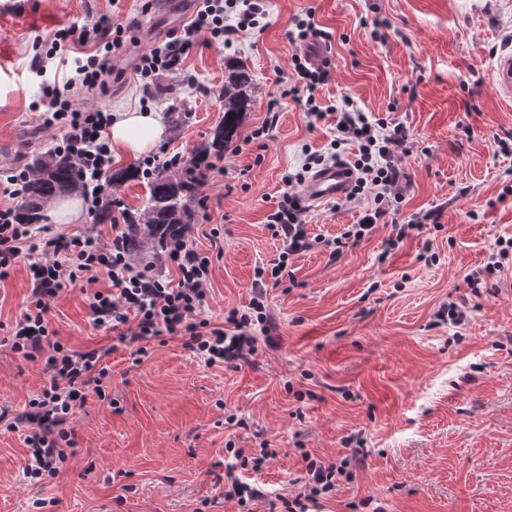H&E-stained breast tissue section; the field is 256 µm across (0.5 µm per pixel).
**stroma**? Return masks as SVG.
<instances>
[{"label":"stroma","mask_w":512,"mask_h":512,"mask_svg":"<svg viewBox=\"0 0 512 512\" xmlns=\"http://www.w3.org/2000/svg\"><path fill=\"white\" fill-rule=\"evenodd\" d=\"M178 0H0V169H21L54 150L63 131L43 128L34 103L53 73L30 71L54 33L108 18L126 29L100 104L114 112H186L151 151L190 159L224 116V60L251 72L254 102L223 168L202 188L189 235L212 261L205 315L220 323L252 296L255 270L281 243L266 216L288 191L307 151H327L333 119L309 122L289 97L294 55L324 52L331 76L321 106L352 99L371 119L402 124L410 150L398 163L397 222L440 209L439 227L388 249L394 223L337 261L323 246L357 223L361 205L331 201L304 220L323 243L294 256L289 287L267 291L277 344L260 345L240 368L205 365L183 339L150 344L140 363L94 327L87 291L68 287L47 314L56 340L74 349L112 348L104 398L89 395L74 415V453L43 484L24 475L21 433L0 422V512H270L297 493L306 457L328 462L356 435L366 454L353 479L321 497L317 512H512V258L473 292L498 239L512 238V105L492 83L495 57L512 48V0H266L262 28L227 46L199 34L184 62L194 83L164 73L144 90L135 68L151 40L146 24L179 21ZM312 16L330 40L295 45L294 19ZM280 121L265 135L267 104ZM509 151H502L500 142ZM26 260L0 280V403L24 411L49 381L42 364L1 341L30 301ZM465 303L456 327L436 312ZM268 446L257 469L234 467L233 450ZM257 485L264 499L241 506L220 496L225 473Z\"/></svg>","instance_id":"obj_1"}]
</instances>
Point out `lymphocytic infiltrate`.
<instances>
[{
	"mask_svg": "<svg viewBox=\"0 0 512 512\" xmlns=\"http://www.w3.org/2000/svg\"><path fill=\"white\" fill-rule=\"evenodd\" d=\"M228 7L238 9L237 24H225L224 10ZM264 16L263 0H200L193 21L141 55L137 71L142 82L150 83L161 72L183 73L184 61L199 32L208 31L230 44L240 33L258 28ZM122 47L121 26L103 19L81 30H58L48 50L36 54L31 63L32 71L39 74L46 73L49 62L55 59L63 65H75L73 75L53 87L44 105L43 123L63 128L60 148L79 158L95 205L111 191L107 176L112 169V148L107 130L112 113L105 108H83L70 93L77 90L86 97L106 92L112 77V57ZM294 70L298 82L283 89V96L301 97L309 116L334 118L339 141L359 145L348 201L368 194L373 197L359 222L348 225L330 242V255L335 258L356 246L390 214L391 196L406 178L396 157L407 152L409 136L403 126L370 120L349 99L339 107H321L315 92L329 77L326 67L311 68L298 59ZM306 211L300 196L283 194L266 217L268 228L282 244L277 257L257 269L249 304L229 310L223 322L215 323L204 315L212 262L192 241L182 238L171 245L168 258L179 274L171 281L154 267L132 263L121 238H113L108 247L100 246L89 234L54 233L35 238L27 225L15 223L11 205H1L0 279L24 257L29 261L32 284L30 305L17 321L8 346L25 360L43 361L50 376L48 385L30 400L28 411L10 417L0 410V422L6 429L25 436L29 455L26 477L38 483L59 473L72 445V416L84 405L88 392H101L103 381L110 375L107 351H74L50 340L46 315L54 299L76 283L92 286L88 300L93 325L115 330L120 343L133 348L135 355H146L152 342L169 335L182 338L206 365L237 367L257 352L259 343L272 341L276 325L267 312L266 288L281 285L288 275L289 260L312 248L303 221ZM103 278L109 281V290H98ZM360 454V449L354 448L336 462L308 460L299 492L294 498L281 500L284 512H310L321 495L335 491V476Z\"/></svg>",
	"mask_w": 512,
	"mask_h": 512,
	"instance_id": "lymphocytic-infiltrate-1",
	"label": "lymphocytic infiltrate"
}]
</instances>
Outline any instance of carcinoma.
Here are the masks:
<instances>
[{"label": "carcinoma", "instance_id": "obj_1", "mask_svg": "<svg viewBox=\"0 0 512 512\" xmlns=\"http://www.w3.org/2000/svg\"><path fill=\"white\" fill-rule=\"evenodd\" d=\"M253 79L242 64L229 61L224 65V118L213 137L201 143L180 174L157 170L148 179L149 196L144 204L129 214L125 245L130 255L145 250H165L171 239L180 237L185 226L193 223L190 200L199 187L200 176L209 163L224 156L238 136L243 113L251 110ZM78 159L68 153L54 151L46 158H37L20 186L21 201L15 210L18 224L34 226L46 219L50 202L66 193L88 194L89 185L78 173ZM143 173L137 167L115 170L109 180L117 185L138 181Z\"/></svg>", "mask_w": 512, "mask_h": 512}]
</instances>
